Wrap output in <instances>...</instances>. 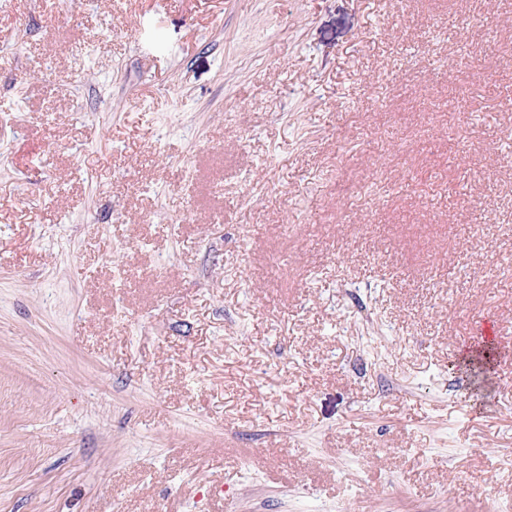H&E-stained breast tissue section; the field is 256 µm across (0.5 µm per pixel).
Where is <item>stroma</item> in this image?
Segmentation results:
<instances>
[{
  "label": "stroma",
  "mask_w": 512,
  "mask_h": 512,
  "mask_svg": "<svg viewBox=\"0 0 512 512\" xmlns=\"http://www.w3.org/2000/svg\"><path fill=\"white\" fill-rule=\"evenodd\" d=\"M511 457L512 0H0V512H497Z\"/></svg>",
  "instance_id": "obj_1"
}]
</instances>
